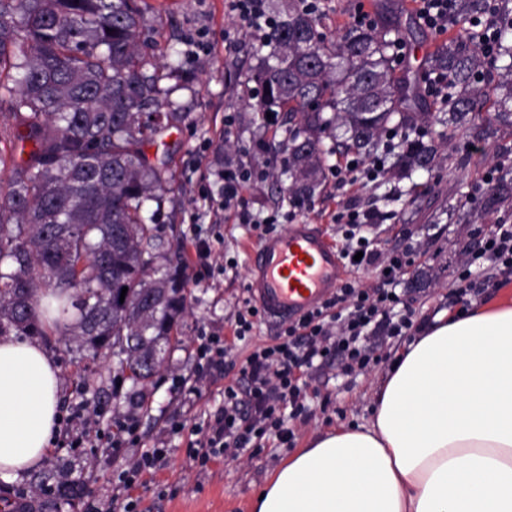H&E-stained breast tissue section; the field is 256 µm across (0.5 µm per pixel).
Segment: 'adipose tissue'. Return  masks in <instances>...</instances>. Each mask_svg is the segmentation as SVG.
Listing matches in <instances>:
<instances>
[{"label":"adipose tissue","instance_id":"adipose-tissue-1","mask_svg":"<svg viewBox=\"0 0 512 512\" xmlns=\"http://www.w3.org/2000/svg\"><path fill=\"white\" fill-rule=\"evenodd\" d=\"M58 419L44 348L0 338V473L39 465ZM262 493L254 512H512V300L436 318L369 423L312 441Z\"/></svg>","mask_w":512,"mask_h":512}]
</instances>
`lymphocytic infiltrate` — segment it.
Here are the masks:
<instances>
[{"instance_id":"obj_1","label":"lymphocytic infiltrate","mask_w":512,"mask_h":512,"mask_svg":"<svg viewBox=\"0 0 512 512\" xmlns=\"http://www.w3.org/2000/svg\"><path fill=\"white\" fill-rule=\"evenodd\" d=\"M222 211L232 213L242 224L253 216L244 193L251 186V172L237 167L219 173ZM342 231L341 257L347 267L378 273L381 287L368 288L357 280H346L336 294L298 321L282 325L275 343L253 351L239 370V386L224 390V405L202 424L193 427L190 456L199 464L211 459L237 457L241 450L258 447L265 435L288 443L294 438L293 421L305 419L306 390L313 373L338 366L352 376L364 370L375 349L389 340L424 330L429 317L404 307L399 286L413 260L400 253L383 255L376 237L366 235L376 214L356 206L338 212ZM468 265L502 266L512 274V225H489L478 250L469 252ZM107 408H82L62 420L61 433L72 446L91 448L107 443L122 448L136 440L134 416L116 421V430L103 436ZM162 448L142 451L138 460L122 472L111 496L93 500L87 512H139L140 498L133 492L141 473L165 467Z\"/></svg>"}]
</instances>
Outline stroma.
Instances as JSON below:
<instances>
[{"instance_id": "35a3bbf8", "label": "stroma", "mask_w": 512, "mask_h": 512, "mask_svg": "<svg viewBox=\"0 0 512 512\" xmlns=\"http://www.w3.org/2000/svg\"><path fill=\"white\" fill-rule=\"evenodd\" d=\"M325 0L319 29L329 36L343 34L352 15L363 7L375 15L377 27L402 26L404 55L395 59L396 72L405 75L420 112H439L440 103L424 91L423 75L429 57L460 27L437 33L421 26L406 0ZM140 39L155 46L160 64L179 50L189 77L173 98L187 114L179 127L163 137L169 149L172 174L153 223L171 263L190 269L195 258L187 237L191 225H201L208 237H220L214 247L213 273L192 289L188 313L171 340L165 363L152 384L133 386L115 358L92 360L78 352L69 337H57L48 353L59 373V406L69 414L79 404L111 407L113 418L136 414L138 446L109 450L75 448L57 438L44 461L30 470L0 477V497L21 505L24 512H86L88 502L110 494L116 474L128 468L142 449L164 442L166 467L139 488L143 507L153 512H252L253 501L294 450L335 431L366 423L372 417L377 392L407 340H394L374 355L364 373L345 377L330 369L310 381L309 417L294 422L295 438L286 445L273 440L250 448L232 460L216 459L200 468L189 459V430L224 403V390L236 384L254 346L273 343L278 329L266 322L250 336L235 342L224 366L198 375L196 350L200 338L216 333L231 338L234 314L247 296L250 248L258 241L252 225L217 222L207 195L218 191L217 174L224 165L263 170V180L245 197L251 212L267 216L272 209L295 208L296 222L322 225L333 241L341 233L333 217L345 206L373 209L374 225L383 252L415 255L416 263L404 285L408 304L419 314L434 315L448 304V290L464 272L463 250L477 249L480 231L489 224H511L512 208L480 210L489 188L485 173L512 177V127H494L485 134L476 122L468 141H455L431 170L397 173L395 154L384 155L388 174L371 183L338 184L325 174L321 191L312 200L293 205L286 188L288 115L260 112L252 95L257 85L251 74L259 61L252 51L257 42L242 22L224 9V0H146ZM80 483L84 493L74 505L48 495L46 486Z\"/></svg>"}]
</instances>
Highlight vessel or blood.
<instances>
[{
  "instance_id": "vessel-or-blood-1",
  "label": "vessel or blood",
  "mask_w": 512,
  "mask_h": 512,
  "mask_svg": "<svg viewBox=\"0 0 512 512\" xmlns=\"http://www.w3.org/2000/svg\"><path fill=\"white\" fill-rule=\"evenodd\" d=\"M346 276L340 249L317 224H292L251 253L248 295L270 323L293 322L330 298Z\"/></svg>"
}]
</instances>
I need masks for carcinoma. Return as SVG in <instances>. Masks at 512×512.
<instances>
[{
  "label": "carcinoma",
  "instance_id": "obj_1",
  "mask_svg": "<svg viewBox=\"0 0 512 512\" xmlns=\"http://www.w3.org/2000/svg\"><path fill=\"white\" fill-rule=\"evenodd\" d=\"M455 9L467 20L491 6L456 0ZM142 19L136 0H0V108L13 138L30 147L0 176V336H69L93 357H124L133 384L145 386L165 361L187 291L178 271L154 267L160 244L146 214L149 202L161 207L158 191L170 180L168 158H150L146 146L184 118L164 85L180 66L152 61ZM318 26L290 5L255 50L261 106L302 119L286 143L295 199L320 186L322 138L335 129L343 130L336 150L363 158L387 128L416 129L403 134L396 167L430 169L438 116L405 111L410 83L390 53L399 28L356 25L335 41ZM496 29L490 57L466 28L429 58L448 83L450 138L468 132L489 85L496 111L487 119L512 124V19ZM489 66L498 79L487 85ZM510 198L512 181H501L484 208Z\"/></svg>",
  "mask_w": 512,
  "mask_h": 512
}]
</instances>
